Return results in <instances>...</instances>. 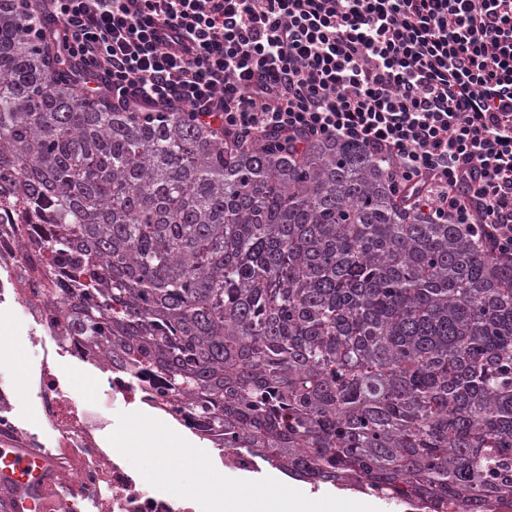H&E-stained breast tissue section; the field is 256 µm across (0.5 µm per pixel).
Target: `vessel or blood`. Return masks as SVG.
<instances>
[{"instance_id":"obj_1","label":"vessel or blood","mask_w":512,"mask_h":512,"mask_svg":"<svg viewBox=\"0 0 512 512\" xmlns=\"http://www.w3.org/2000/svg\"><path fill=\"white\" fill-rule=\"evenodd\" d=\"M56 463L29 448L0 447V512H55Z\"/></svg>"}]
</instances>
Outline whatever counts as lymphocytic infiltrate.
Wrapping results in <instances>:
<instances>
[{
  "label": "lymphocytic infiltrate",
  "instance_id": "obj_1",
  "mask_svg": "<svg viewBox=\"0 0 512 512\" xmlns=\"http://www.w3.org/2000/svg\"><path fill=\"white\" fill-rule=\"evenodd\" d=\"M61 55L134 111L243 145L334 138L512 257V0H40Z\"/></svg>",
  "mask_w": 512,
  "mask_h": 512
}]
</instances>
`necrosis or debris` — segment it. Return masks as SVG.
I'll use <instances>...</instances> for the list:
<instances>
[{"label":"necrosis or debris","mask_w":512,"mask_h":512,"mask_svg":"<svg viewBox=\"0 0 512 512\" xmlns=\"http://www.w3.org/2000/svg\"><path fill=\"white\" fill-rule=\"evenodd\" d=\"M23 236L18 225H0V307L16 310L41 359L29 389L43 419L42 427L27 426L18 414L12 385L0 380V444L31 448L59 462L65 493L59 512H185L178 499L147 486L120 453H107L102 433L106 414L121 401L134 403L140 390L123 374L99 365V396L94 407L75 401L69 384L52 367L51 355L83 360V340L56 328L59 308L45 304L36 275L20 278Z\"/></svg>","instance_id":"4bbe7bcc"}]
</instances>
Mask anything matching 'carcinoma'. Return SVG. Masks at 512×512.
<instances>
[{
  "label": "carcinoma",
  "instance_id": "obj_1",
  "mask_svg": "<svg viewBox=\"0 0 512 512\" xmlns=\"http://www.w3.org/2000/svg\"><path fill=\"white\" fill-rule=\"evenodd\" d=\"M0 0V220L89 361L200 438L428 512L512 499V259L334 139L243 147L90 92ZM150 390L149 394L146 395L148 399L151 401V405L154 408H160L163 411H165L167 414L172 416L175 420H177L181 425L191 433H198L197 430V422H194L190 418H184V415L182 417L180 415H175L172 412L168 411V409H171V406L169 405V402H167V398L161 396L160 391H162L163 386L158 382H152L150 381ZM167 410V411H166ZM169 416V417H170Z\"/></svg>",
  "mask_w": 512,
  "mask_h": 512
}]
</instances>
